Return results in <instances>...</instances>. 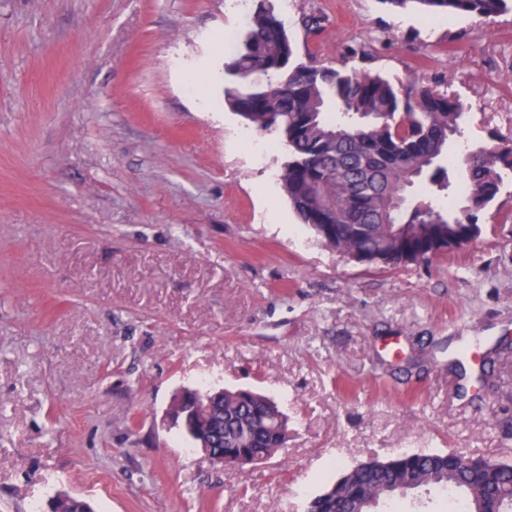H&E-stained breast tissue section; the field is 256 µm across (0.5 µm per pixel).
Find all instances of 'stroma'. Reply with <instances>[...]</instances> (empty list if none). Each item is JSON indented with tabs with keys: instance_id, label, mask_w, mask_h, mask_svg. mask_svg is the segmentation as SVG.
Returning <instances> with one entry per match:
<instances>
[{
	"instance_id": "1",
	"label": "stroma",
	"mask_w": 512,
	"mask_h": 512,
	"mask_svg": "<svg viewBox=\"0 0 512 512\" xmlns=\"http://www.w3.org/2000/svg\"><path fill=\"white\" fill-rule=\"evenodd\" d=\"M254 0H0V512H305L346 468L421 450L512 457V194L430 262L359 263L300 224L288 149L224 105ZM321 20L307 32L303 16ZM302 59L471 103L512 135V12L293 0ZM272 397L295 433L239 471L170 416L183 389Z\"/></svg>"
}]
</instances>
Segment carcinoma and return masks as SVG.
Instances as JSON below:
<instances>
[{
    "label": "carcinoma",
    "mask_w": 512,
    "mask_h": 512,
    "mask_svg": "<svg viewBox=\"0 0 512 512\" xmlns=\"http://www.w3.org/2000/svg\"><path fill=\"white\" fill-rule=\"evenodd\" d=\"M430 16L465 13L491 20L512 0H381ZM353 49L334 66L299 62L271 0L256 10L224 60V104L258 131L288 146L279 179L302 223L327 246L364 263L427 262L480 233L489 209L512 178V139L448 144L464 135L468 104L429 86H395L364 66ZM466 190H460L461 185ZM512 347L494 350L480 380L488 383ZM173 412L188 416L186 436L240 467L287 446L288 416L248 389L185 390ZM435 491L463 512H512V459L473 458L459 470L451 452H413L351 466L312 497L306 512H373L384 503ZM54 512H92L74 497Z\"/></svg>",
    "instance_id": "carcinoma-1"
}]
</instances>
